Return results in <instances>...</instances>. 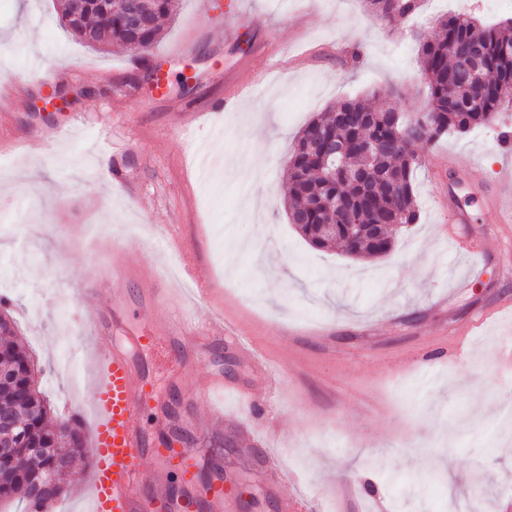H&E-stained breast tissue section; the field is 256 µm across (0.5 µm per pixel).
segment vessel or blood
<instances>
[{
    "label": "vessel or blood",
    "instance_id": "vessel-or-blood-1",
    "mask_svg": "<svg viewBox=\"0 0 512 512\" xmlns=\"http://www.w3.org/2000/svg\"><path fill=\"white\" fill-rule=\"evenodd\" d=\"M497 210L512 223V159L498 168ZM125 321L121 306L92 310L86 318L100 335L116 332ZM170 340L193 348L236 338L238 348L253 364L273 378L261 349L249 337L237 336L236 326L222 309L211 308L201 325L175 316L163 325ZM158 341L150 333L125 337L102 354L93 356L92 404L93 462L89 473L90 512H235L236 497L224 479L220 463L201 471L194 448L181 429L197 424L195 416L159 413L157 434H148L139 419L153 401L154 381L143 354ZM181 478L171 489V473Z\"/></svg>",
    "mask_w": 512,
    "mask_h": 512
}]
</instances>
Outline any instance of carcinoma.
<instances>
[{
	"label": "carcinoma",
	"instance_id": "cac0c4a2",
	"mask_svg": "<svg viewBox=\"0 0 512 512\" xmlns=\"http://www.w3.org/2000/svg\"><path fill=\"white\" fill-rule=\"evenodd\" d=\"M58 2L74 38L81 39L85 29L96 33L93 49L119 45L148 53L160 41L163 23L176 15L179 0H149L146 23L139 28L126 22L119 0H85L86 8L78 15L69 0ZM365 2L369 11L389 26L400 18L414 17L420 0ZM418 42L432 132L403 125L392 106L370 107L354 98L311 120L299 135L289 159L285 207L288 223L312 247L328 250L339 246L352 258L388 254L394 245L391 225L415 224L419 219L414 184V172L420 167L417 144H430L450 131L462 134L490 126L500 108L512 103V57L502 55L503 47L512 48V19L483 23L472 16L447 14L431 33L419 36ZM474 49L483 56L480 78L473 85L452 89L459 57ZM330 139L349 145V165L367 170L365 185L341 175L334 180L323 176L322 147ZM367 140L392 146L368 157L354 146ZM331 199L336 200L334 209L327 206ZM350 223L378 225L376 238L352 237L346 228ZM323 224L339 225L336 235L326 241L320 239ZM14 330V322L0 314V414L15 424L12 455L0 458V505L17 501L24 504L21 512H53L67 477L38 492L35 485L56 466L59 453L80 457L86 439L76 418L51 422L47 403L36 386L34 361L13 338Z\"/></svg>",
	"mask_w": 512,
	"mask_h": 512
}]
</instances>
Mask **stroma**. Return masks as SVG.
<instances>
[{"instance_id": "stroma-1", "label": "stroma", "mask_w": 512, "mask_h": 512, "mask_svg": "<svg viewBox=\"0 0 512 512\" xmlns=\"http://www.w3.org/2000/svg\"><path fill=\"white\" fill-rule=\"evenodd\" d=\"M449 12L497 21L512 0H424L420 21L389 27L363 0H180L147 57L84 47L57 0H0V297L54 378L42 392L55 415L90 406L81 289L150 329L176 308H147L143 292L188 261L281 380L276 404L257 410L248 400L265 378L232 341L146 353L162 402L223 376L224 419L201 422L192 443L246 493L237 512H296L301 492L323 512H448L452 496L470 512H512V224L491 197L512 154L500 139L512 105L495 125L418 147L420 218L386 256L315 250L283 199L297 136L321 112L356 97L424 110L413 33ZM60 69L67 78L44 88ZM226 98L232 109L210 111ZM182 99L192 122L173 108ZM111 165L121 181H105ZM452 205L465 223H449ZM163 233L189 255L160 248ZM132 259L154 282L113 279ZM68 353L73 366L54 375ZM272 452L294 483L269 484Z\"/></svg>"}]
</instances>
